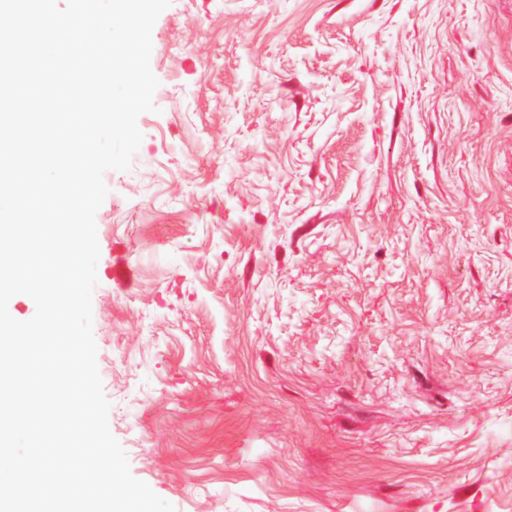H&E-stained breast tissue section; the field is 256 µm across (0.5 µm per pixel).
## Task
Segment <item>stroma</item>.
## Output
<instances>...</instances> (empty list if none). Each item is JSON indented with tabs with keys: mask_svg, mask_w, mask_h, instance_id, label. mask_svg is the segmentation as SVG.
I'll use <instances>...</instances> for the list:
<instances>
[{
	"mask_svg": "<svg viewBox=\"0 0 512 512\" xmlns=\"http://www.w3.org/2000/svg\"><path fill=\"white\" fill-rule=\"evenodd\" d=\"M96 214L97 366L176 512H512V0H172Z\"/></svg>",
	"mask_w": 512,
	"mask_h": 512,
	"instance_id": "obj_1",
	"label": "stroma"
}]
</instances>
